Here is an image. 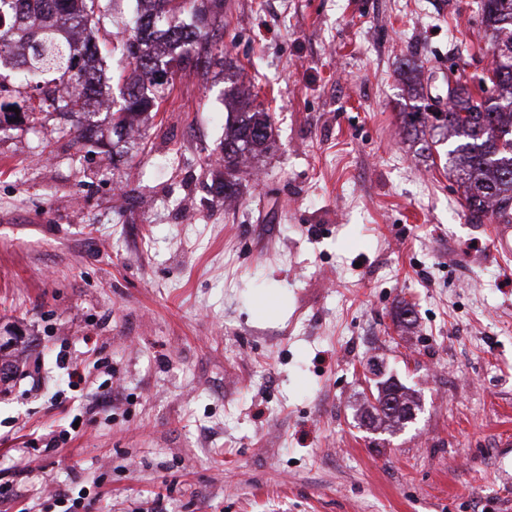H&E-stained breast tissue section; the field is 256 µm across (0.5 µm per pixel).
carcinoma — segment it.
Returning a JSON list of instances; mask_svg holds the SVG:
<instances>
[{"label": "carcinoma", "mask_w": 512, "mask_h": 512, "mask_svg": "<svg viewBox=\"0 0 512 512\" xmlns=\"http://www.w3.org/2000/svg\"><path fill=\"white\" fill-rule=\"evenodd\" d=\"M0 0V63L13 58L15 47L23 49L17 65L49 80L42 90V105L67 118L79 138L90 141L100 132L95 104L105 94V71L98 58L93 32L106 18L112 0ZM137 22L120 41L131 75L122 102L112 107V135L129 136L140 119L157 110L161 88L156 82L157 61L199 65L201 50L215 36L223 0H137ZM478 8L487 28L493 31L492 49L512 54V0H479ZM495 93L477 102L468 87L456 85L448 111L431 112L424 105L403 113L404 125L415 131L430 123L448 129L457 138L448 150V162L465 188L467 217L483 223L496 216L512 223V63L493 69ZM82 92L71 94L70 87ZM233 121L224 129V169L239 170L241 160L270 148L268 113L254 105L244 90L229 93ZM402 401L414 406L412 397L394 383L378 391L376 401ZM373 424L389 428L410 420L407 413L367 411Z\"/></svg>", "instance_id": "1"}]
</instances>
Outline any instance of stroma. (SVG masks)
I'll return each instance as SVG.
<instances>
[{
    "mask_svg": "<svg viewBox=\"0 0 512 512\" xmlns=\"http://www.w3.org/2000/svg\"><path fill=\"white\" fill-rule=\"evenodd\" d=\"M477 0H224L208 70L104 147L0 69V512H512V258L446 130L400 115L492 66ZM136 0L95 34L112 49ZM273 144L224 179V91ZM86 380L66 385L65 363ZM394 380L419 404L370 425ZM58 396L62 406L50 409ZM69 431L56 451L49 425Z\"/></svg>",
    "mask_w": 512,
    "mask_h": 512,
    "instance_id": "stroma-1",
    "label": "stroma"
}]
</instances>
